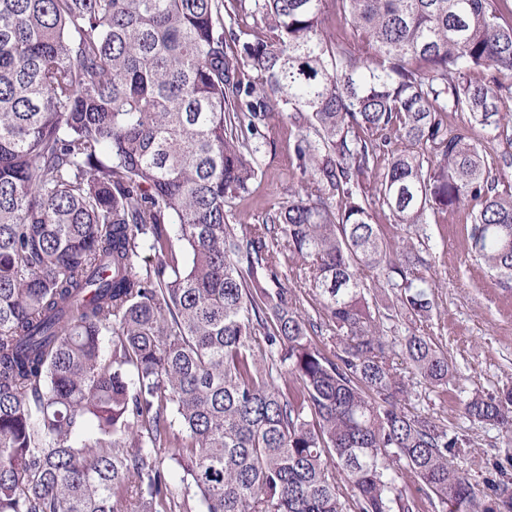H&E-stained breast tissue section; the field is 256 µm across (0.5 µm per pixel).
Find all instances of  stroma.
Segmentation results:
<instances>
[{"instance_id": "1", "label": "stroma", "mask_w": 512, "mask_h": 512, "mask_svg": "<svg viewBox=\"0 0 512 512\" xmlns=\"http://www.w3.org/2000/svg\"><path fill=\"white\" fill-rule=\"evenodd\" d=\"M296 136V128L283 117L270 139H254L262 174L248 194L235 200V223H261L304 184L305 177L292 159ZM468 230L462 211L430 218L423 235L429 248L426 274L437 283L432 314L421 323L388 320L384 330L390 337L411 333L430 337L447 352L455 372L447 391L436 393L415 382L404 408L411 414L438 417L449 429L465 434L470 447L456 450L448 459L480 484L494 475L496 464L512 460V438L497 426L469 421L463 403L477 393L494 397L512 388V289L500 287L470 257Z\"/></svg>"}]
</instances>
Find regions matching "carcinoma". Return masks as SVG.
I'll return each instance as SVG.
<instances>
[{
	"label": "carcinoma",
	"mask_w": 512,
	"mask_h": 512,
	"mask_svg": "<svg viewBox=\"0 0 512 512\" xmlns=\"http://www.w3.org/2000/svg\"><path fill=\"white\" fill-rule=\"evenodd\" d=\"M232 2L268 36L229 57L224 0H0V512H185L172 448L205 512H512L506 469L479 487L448 462L470 440L402 406L452 365L415 333L412 375L394 364L384 321L429 318L435 282L373 210L418 231L476 203L468 253L512 284V152L448 127L512 146V22L498 0ZM285 111L307 181L234 224ZM464 413L511 436L512 389Z\"/></svg>",
	"instance_id": "cac0c4a2"
}]
</instances>
